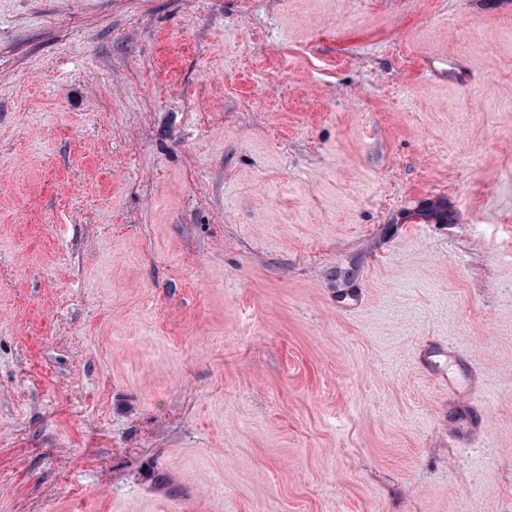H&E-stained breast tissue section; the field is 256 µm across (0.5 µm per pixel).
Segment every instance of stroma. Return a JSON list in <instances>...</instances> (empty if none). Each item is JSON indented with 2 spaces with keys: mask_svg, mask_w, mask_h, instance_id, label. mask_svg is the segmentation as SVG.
I'll return each instance as SVG.
<instances>
[{
  "mask_svg": "<svg viewBox=\"0 0 512 512\" xmlns=\"http://www.w3.org/2000/svg\"><path fill=\"white\" fill-rule=\"evenodd\" d=\"M0 512H512V0H0Z\"/></svg>",
  "mask_w": 512,
  "mask_h": 512,
  "instance_id": "stroma-1",
  "label": "stroma"
}]
</instances>
